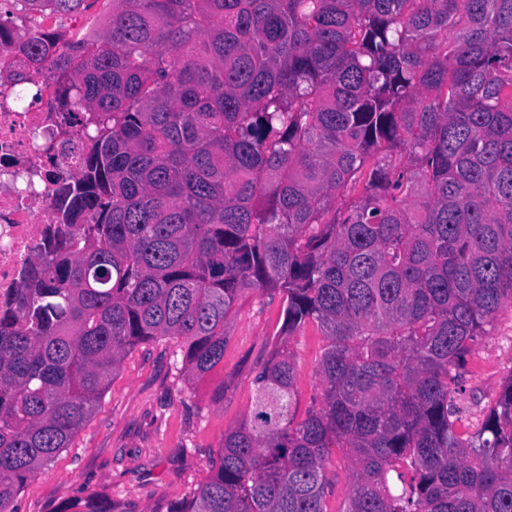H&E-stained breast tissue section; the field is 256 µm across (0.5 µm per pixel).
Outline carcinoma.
<instances>
[{
  "label": "carcinoma",
  "mask_w": 512,
  "mask_h": 512,
  "mask_svg": "<svg viewBox=\"0 0 512 512\" xmlns=\"http://www.w3.org/2000/svg\"><path fill=\"white\" fill-rule=\"evenodd\" d=\"M106 2L103 30L31 37L10 75L32 97L51 64L94 128L59 208L73 232L0 309V512L135 347L180 341L189 380L224 361L247 289L282 295L279 343L173 512H327L337 450L343 512H512V374L470 440L452 397L512 302V0ZM382 146L408 163H369ZM309 322L328 345L298 421L288 339ZM326 508L328 512H340L347 505L348 493L352 486V475L347 460L340 452L332 456L327 465Z\"/></svg>",
  "instance_id": "1"
}]
</instances>
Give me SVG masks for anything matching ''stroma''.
Here are the masks:
<instances>
[{
    "mask_svg": "<svg viewBox=\"0 0 512 512\" xmlns=\"http://www.w3.org/2000/svg\"><path fill=\"white\" fill-rule=\"evenodd\" d=\"M278 293L248 290L224 328V360L203 378L182 375L179 344L159 339L121 361L100 403L72 441L31 477L15 512H59L94 494L122 512H172L211 475L225 431L252 411L255 378L269 360L283 322ZM327 339L316 323L304 325L290 348L297 362L295 410L304 417L320 394L317 363ZM512 374V305H504L468 355L454 404L460 432L476 433ZM328 512H343L352 475L343 455L326 468Z\"/></svg>",
    "mask_w": 512,
    "mask_h": 512,
    "instance_id": "obj_1",
    "label": "stroma"
}]
</instances>
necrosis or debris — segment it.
<instances>
[{
    "label": "necrosis or debris",
    "instance_id": "1",
    "mask_svg": "<svg viewBox=\"0 0 512 512\" xmlns=\"http://www.w3.org/2000/svg\"><path fill=\"white\" fill-rule=\"evenodd\" d=\"M44 27L41 18L21 14L0 33V307L57 230L56 189L76 173L87 143L84 113L57 108L51 67L34 76L39 99L18 103L19 89L9 78L15 48Z\"/></svg>",
    "mask_w": 512,
    "mask_h": 512
}]
</instances>
